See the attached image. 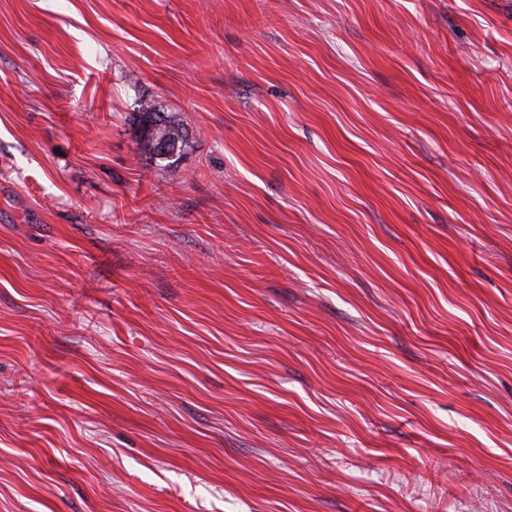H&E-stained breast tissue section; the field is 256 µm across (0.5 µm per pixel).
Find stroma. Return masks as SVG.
I'll list each match as a JSON object with an SVG mask.
<instances>
[{
    "instance_id": "35a3bbf8",
    "label": "stroma",
    "mask_w": 512,
    "mask_h": 512,
    "mask_svg": "<svg viewBox=\"0 0 512 512\" xmlns=\"http://www.w3.org/2000/svg\"><path fill=\"white\" fill-rule=\"evenodd\" d=\"M0 512H512V0H0ZM137 105L139 107V124L142 128L141 150L156 159H174L172 164L179 161L188 147L186 130L173 115L158 111L151 101L140 100ZM164 134H167L171 141L169 152L165 155L156 154L153 147L154 139Z\"/></svg>"
}]
</instances>
